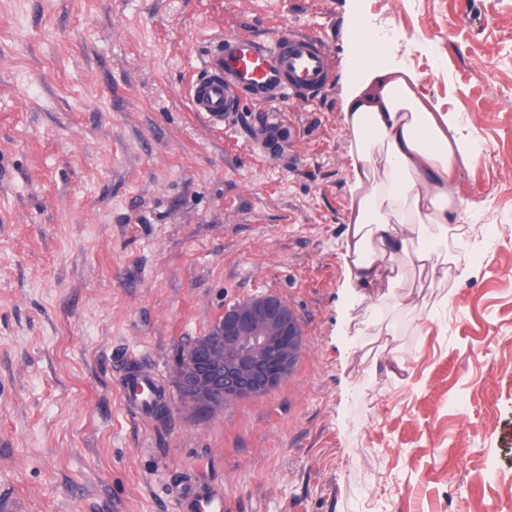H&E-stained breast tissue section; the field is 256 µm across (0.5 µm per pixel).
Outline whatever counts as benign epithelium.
I'll list each match as a JSON object with an SVG mask.
<instances>
[{
  "label": "benign epithelium",
  "mask_w": 512,
  "mask_h": 512,
  "mask_svg": "<svg viewBox=\"0 0 512 512\" xmlns=\"http://www.w3.org/2000/svg\"><path fill=\"white\" fill-rule=\"evenodd\" d=\"M302 347L300 320L278 295L234 304L183 351L176 379L179 406L213 415L238 401L264 397L293 373Z\"/></svg>",
  "instance_id": "7a95c632"
}]
</instances>
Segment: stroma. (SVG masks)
Returning <instances> with one entry per match:
<instances>
[{
	"mask_svg": "<svg viewBox=\"0 0 512 512\" xmlns=\"http://www.w3.org/2000/svg\"><path fill=\"white\" fill-rule=\"evenodd\" d=\"M361 24L478 150L450 247L486 260L391 312L399 373L341 254ZM287 29L330 51L319 99L190 111L209 40ZM263 293L299 316L292 375L179 408L183 350ZM125 361L167 414L126 411ZM198 477L233 512H512V0H0V503L178 512Z\"/></svg>",
	"mask_w": 512,
	"mask_h": 512,
	"instance_id": "1",
	"label": "stroma"
}]
</instances>
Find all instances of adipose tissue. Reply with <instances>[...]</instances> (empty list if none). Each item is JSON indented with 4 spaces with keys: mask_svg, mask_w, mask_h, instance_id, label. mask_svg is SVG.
<instances>
[{
    "mask_svg": "<svg viewBox=\"0 0 512 512\" xmlns=\"http://www.w3.org/2000/svg\"><path fill=\"white\" fill-rule=\"evenodd\" d=\"M377 34L357 40L363 76L344 107L351 134L350 201L341 250L349 277L361 288L384 285L367 329L396 336L387 310L407 280L440 283L454 258L448 235L461 232L457 169L473 147L433 111L415 74L373 53Z\"/></svg>",
    "mask_w": 512,
    "mask_h": 512,
    "instance_id": "1",
    "label": "adipose tissue"
}]
</instances>
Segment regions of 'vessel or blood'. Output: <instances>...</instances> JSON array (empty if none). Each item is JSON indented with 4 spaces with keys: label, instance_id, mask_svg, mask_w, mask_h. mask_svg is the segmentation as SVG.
I'll list each match as a JSON object with an SVG mask.
<instances>
[{
    "label": "vessel or blood",
    "instance_id": "b4317fda",
    "mask_svg": "<svg viewBox=\"0 0 512 512\" xmlns=\"http://www.w3.org/2000/svg\"><path fill=\"white\" fill-rule=\"evenodd\" d=\"M332 74V59L320 37L289 30L267 44L250 35L228 34L206 51L189 85L190 109L217 125L237 111L244 99L260 106L283 95L297 102L317 98ZM120 387L125 408L144 418L152 416L167 397L162 376L152 366L124 371ZM178 508L180 512H228L223 491L198 481L180 489Z\"/></svg>",
    "mask_w": 512,
    "mask_h": 512
}]
</instances>
